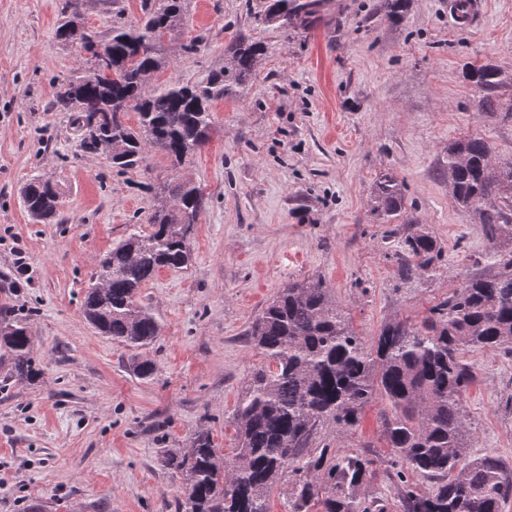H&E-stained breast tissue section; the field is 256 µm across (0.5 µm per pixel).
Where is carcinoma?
<instances>
[{
  "mask_svg": "<svg viewBox=\"0 0 512 512\" xmlns=\"http://www.w3.org/2000/svg\"><path fill=\"white\" fill-rule=\"evenodd\" d=\"M84 0H65L58 39L101 57L110 75L99 78L87 67L59 82L54 107L78 113L80 147L110 149L112 166L134 169L148 151L182 165L208 140L213 127L210 104L241 92L256 77L266 52L260 43L235 40L224 68L203 85L160 80L172 61L156 33L168 40L184 29L186 0H143L135 25H114L112 36L97 41L82 23ZM323 0H268L262 22L304 29ZM409 0H384L386 16L400 20ZM479 92L476 111L498 112L495 92L508 81L492 63L468 69ZM138 115L137 127L125 122ZM446 173L456 203L482 225L490 242L492 267L466 277L448 300L430 311L419 328L395 323L368 346L353 331L321 279L293 281L279 289L251 323L247 336L265 358L252 370L234 411L237 443L232 458L215 447L208 432L195 434L189 448H168L161 464L183 481L178 512H270L271 491L288 483L285 512H371L358 488L376 469L363 452L338 453L319 445L325 425L341 433L356 430L362 411L382 396L390 410L383 418L391 448L402 512H503L512 497V469L493 454H467L464 395L473 381L463 355L489 348L512 355V158H495L490 144L469 137L448 144ZM23 202L37 222L58 213L59 193L35 178L23 189ZM150 230L133 229L112 246L85 294L86 318L103 335L135 352L134 376L153 379L159 367L140 350L153 344L160 327L139 300V290L163 268L182 270L192 261L191 238L206 207L199 186L180 177L155 191ZM372 212L383 224L404 219L400 276L410 281L433 269L440 250L430 233L406 212L404 183L393 174L376 182ZM33 336L21 321L0 318V363L11 377L36 382L42 369L32 355ZM411 471L429 483L421 491L407 484Z\"/></svg>",
  "mask_w": 512,
  "mask_h": 512,
  "instance_id": "obj_1",
  "label": "carcinoma"
}]
</instances>
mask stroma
<instances>
[{
	"label": "stroma",
	"mask_w": 512,
	"mask_h": 512,
	"mask_svg": "<svg viewBox=\"0 0 512 512\" xmlns=\"http://www.w3.org/2000/svg\"><path fill=\"white\" fill-rule=\"evenodd\" d=\"M64 2L0 0V307L26 321L44 370L29 384L0 368V512H175L181 482L161 452L203 429L233 455L229 416L262 362L245 332L283 284L322 278L370 344L386 325L420 327L463 278L489 271L491 246L456 205L443 165L448 144L468 136L512 157V119L477 112L463 76L485 62L512 72V0H483L465 27L448 0H410L399 22L382 0H325L307 28L289 31L259 22L267 0H188L184 32L166 47L169 77L206 82L239 35L266 53L246 98L213 104L210 138L182 170L152 151L125 172L105 152H81L72 113L52 107L55 80L85 62L55 34ZM141 16L142 0L83 8L102 40ZM197 36L201 46L185 52ZM387 172L404 181L408 215L441 249L435 270L409 282L397 255L407 225L371 212ZM179 174L201 187L206 208L188 268L161 269L140 290L161 328L146 350L159 371L144 381L82 302L113 242L147 227L153 186ZM37 175L61 192L48 224L23 204ZM20 255L30 270L22 285ZM464 361L475 376L464 396L469 453L512 467V357L474 349ZM387 409L373 399L354 433L326 426L320 439L387 459ZM357 496L400 512L386 468Z\"/></svg>",
	"instance_id": "stroma-1"
}]
</instances>
